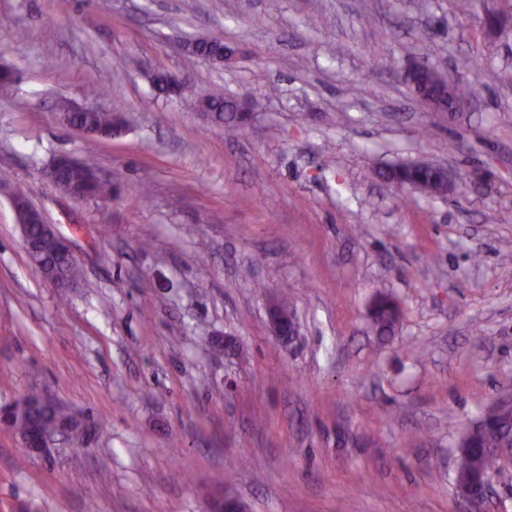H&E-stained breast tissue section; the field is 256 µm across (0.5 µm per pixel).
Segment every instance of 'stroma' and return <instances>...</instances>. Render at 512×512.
Returning <instances> with one entry per match:
<instances>
[{
  "label": "stroma",
  "mask_w": 512,
  "mask_h": 512,
  "mask_svg": "<svg viewBox=\"0 0 512 512\" xmlns=\"http://www.w3.org/2000/svg\"><path fill=\"white\" fill-rule=\"evenodd\" d=\"M199 38L236 54L185 68ZM1 61L0 512H463L459 441L512 398V0H0ZM414 62L481 71L471 108L421 105ZM211 91L252 112L237 136L198 112ZM67 101L123 134L88 141ZM63 154L111 195L59 190ZM420 161L466 190L378 177ZM17 195L71 245L74 287L29 259ZM31 395L84 419L82 450L24 448L6 415ZM97 109L96 106L90 105V104H84V105H70L68 106L64 112H60L61 121L63 124L69 126L70 128L85 133L90 134L86 132L83 129H80L78 127L72 126L68 119L71 117V115L75 112H83L80 114H77L74 119L76 124L80 126L81 128H85L88 130L98 131L103 134H110L112 133V129H121V125L118 121H116L112 113L110 112H104L101 110L96 111H90ZM89 111V112H86ZM270 325L273 335L280 340L296 335V323L294 318L288 314V330L286 329V317L275 306L271 305L269 310Z\"/></svg>",
  "instance_id": "obj_1"
}]
</instances>
